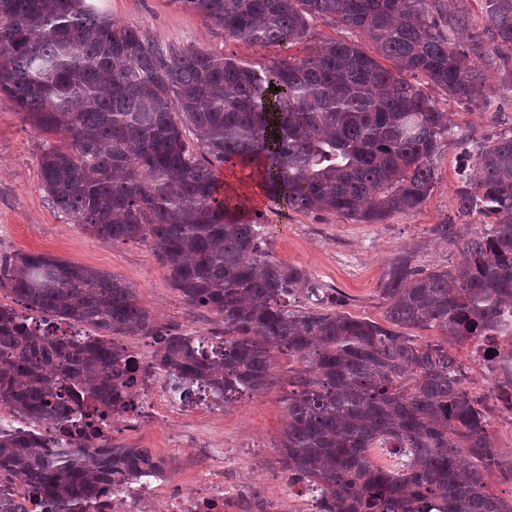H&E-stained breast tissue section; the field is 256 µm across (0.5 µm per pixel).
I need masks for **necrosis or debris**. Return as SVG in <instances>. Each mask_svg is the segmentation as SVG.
Segmentation results:
<instances>
[{"label": "necrosis or debris", "instance_id": "1", "mask_svg": "<svg viewBox=\"0 0 512 512\" xmlns=\"http://www.w3.org/2000/svg\"><path fill=\"white\" fill-rule=\"evenodd\" d=\"M142 393L144 403L123 414V429L173 421L207 405L201 393L191 404L172 402L165 381L154 375L147 379ZM188 468L194 474L189 485L174 476L160 483L112 486L101 494L98 512H316L314 501L293 498L287 491L261 503L252 500L246 482L227 481L224 453L210 447L206 437H198Z\"/></svg>", "mask_w": 512, "mask_h": 512}]
</instances>
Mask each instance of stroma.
I'll return each instance as SVG.
<instances>
[{"label": "stroma", "instance_id": "1", "mask_svg": "<svg viewBox=\"0 0 512 512\" xmlns=\"http://www.w3.org/2000/svg\"><path fill=\"white\" fill-rule=\"evenodd\" d=\"M94 4L162 45H199L255 69L262 68L268 56L259 47L225 37L222 30L208 26L199 14L179 8L172 0H94ZM436 18L441 28H453L462 39L484 30L481 0H440ZM476 63L486 75L488 102H464L442 89L428 90L438 109L447 113L449 127L440 142L432 190L420 210L394 215L382 224H358L337 213L306 214L260 201L271 257L302 267L320 286L334 289L342 300V312L383 322L385 306L378 286L395 259L408 255L419 269L451 270L461 259V239L484 231L483 215H459L456 190L466 154L512 133V59L489 50ZM44 140L1 96L0 257L25 251L93 266L131 284L158 325L175 326L194 336L221 329L214 314L191 306L170 285L149 245L102 241L50 204L40 177ZM439 224L455 225V236H437L434 228ZM471 350V345L459 346L457 357L465 366L467 390L488 409V430L497 447L486 482L494 494L511 500L512 412L498 405L494 388ZM288 368L287 357L279 356V378L263 393L217 403L195 418L117 434L113 440L152 449L166 460L165 474L181 477L191 454L188 435L206 434L218 447L235 451L231 472L245 473L258 496L276 495L285 485L276 444L287 423Z\"/></svg>", "mask_w": 512, "mask_h": 512}]
</instances>
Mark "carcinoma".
<instances>
[{"label": "carcinoma", "mask_w": 512, "mask_h": 512, "mask_svg": "<svg viewBox=\"0 0 512 512\" xmlns=\"http://www.w3.org/2000/svg\"><path fill=\"white\" fill-rule=\"evenodd\" d=\"M224 35L276 50L259 70L194 46L162 48L88 0H0V95L37 131L41 183L71 223L112 243L149 244L170 285L220 318L211 337L157 325L121 277L17 251L0 260V408L48 433L0 429V512H95L99 489L164 471L151 449L104 433L135 408L139 368L124 336L157 344L153 366L188 400L224 402L289 370L279 463L319 492L322 512H512L489 492L486 410L465 388L456 344H495V397L512 410V134L472 155L458 213L492 220L463 240L455 271L397 259L379 292L389 327L273 259L248 197L221 175L260 181L289 210L382 224L426 202L448 114L414 80L458 99L485 95L467 43L433 0H174ZM493 45L512 51V0H483ZM318 18L368 37L295 53ZM280 91H273V87ZM314 300L292 307L298 296ZM81 327V336L40 331ZM438 329L451 344L406 329ZM375 448L405 458L378 466Z\"/></svg>", "instance_id": "1"}]
</instances>
